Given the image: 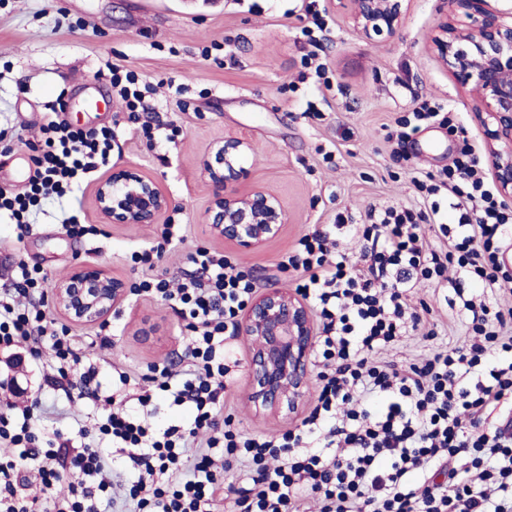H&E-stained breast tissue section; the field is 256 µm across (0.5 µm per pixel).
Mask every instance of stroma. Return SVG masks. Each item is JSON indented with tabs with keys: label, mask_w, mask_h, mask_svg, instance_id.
Listing matches in <instances>:
<instances>
[{
	"label": "stroma",
	"mask_w": 512,
	"mask_h": 512,
	"mask_svg": "<svg viewBox=\"0 0 512 512\" xmlns=\"http://www.w3.org/2000/svg\"><path fill=\"white\" fill-rule=\"evenodd\" d=\"M308 0H0V129L27 126L35 139L43 105L60 91L76 95L79 85L98 82L100 71L116 64L135 71L145 87L153 118L174 123L183 133L176 142L155 146L137 140L117 93L95 105L71 104L65 119L75 127L109 126L117 133L112 151L116 166L134 165L154 178L171 200L170 217L185 225L186 241L166 253L156 274L180 279L185 255L211 245L205 211L213 188L200 173L210 144L234 134L251 149L242 159L245 188L277 194L288 211L280 235L261 249L223 251L252 271L260 288L294 290L296 275L276 268L279 256L301 235L331 223L336 213L361 223L371 206H416L414 178L447 166L462 150L483 151L475 116L477 94L460 86L430 52L435 29L444 18L446 0H410L396 31L383 39L357 35L350 22V0H320L328 30L317 45L302 34ZM317 53L329 66L332 86L302 79L301 60ZM434 99L458 116L455 130L433 124L414 134L406 159L392 153L386 134L416 100ZM316 104L319 112L307 111ZM351 129L353 139L341 137ZM332 162H325V152ZM33 172L26 143L12 142L0 153V187L23 188ZM95 182H88L62 202L46 205L28 234L17 237L0 222V251L38 265L50 279L66 275L77 263L106 265L115 274L138 280L142 272L130 261L137 247L153 239L159 226L107 225V237L73 238L59 231L64 213L82 210L88 223H99L94 207ZM155 324L161 346L132 337L140 321ZM437 343L464 339L459 317L437 318ZM432 342V343H435ZM432 343L409 339L387 351L397 361L428 353ZM105 363L99 375L103 391L112 388L111 362L137 375L149 365L186 363L178 318L163 301L128 299L112 333V346L98 352ZM249 344L229 340L224 362L229 368L224 411L250 433L272 435L299 427L301 418H260L245 398ZM50 371L32 357L14 367L13 356L0 352V401L28 404L41 400L43 427L64 430L96 418L86 399L66 400L49 387Z\"/></svg>",
	"instance_id": "35a3bbf8"
}]
</instances>
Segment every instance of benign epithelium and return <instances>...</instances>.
<instances>
[{"instance_id": "obj_1", "label": "benign epithelium", "mask_w": 512, "mask_h": 512, "mask_svg": "<svg viewBox=\"0 0 512 512\" xmlns=\"http://www.w3.org/2000/svg\"><path fill=\"white\" fill-rule=\"evenodd\" d=\"M351 20L365 38L390 34L405 0H352ZM472 25L443 20L431 50L462 86L479 92L477 117L483 128L489 175L500 196L512 202V14L492 12L486 0H448ZM250 145L228 134L205 155L202 175L213 186L206 210L211 239L250 252L278 237L288 215L280 198L263 188H237L246 176L241 165ZM94 205L105 224H162L171 200L139 168L117 167L101 179ZM131 293L128 278L93 263L76 265L51 287L50 300L62 318L77 325L102 323L123 311ZM250 345L247 401L260 416L294 417L309 391L316 332L311 307L300 295L269 288L255 297L238 322ZM133 336L145 345L160 341L143 320Z\"/></svg>"}]
</instances>
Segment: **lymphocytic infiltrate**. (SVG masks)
Masks as SVG:
<instances>
[{
    "label": "lymphocytic infiltrate",
    "mask_w": 512,
    "mask_h": 512,
    "mask_svg": "<svg viewBox=\"0 0 512 512\" xmlns=\"http://www.w3.org/2000/svg\"><path fill=\"white\" fill-rule=\"evenodd\" d=\"M107 79L125 103L128 120L146 141L155 138L138 75L110 68ZM65 95L45 105L41 137L30 143L34 174L25 189H0V219L25 234L44 204L112 165V128L83 129L62 119ZM452 125L439 103L421 101L389 132L400 144L431 123ZM424 210L404 205L368 210L354 225L337 213L332 223L301 236L278 267L299 277L298 293L322 326L316 399L300 428L252 435L224 413V343L255 291L254 278L223 253L195 247L181 283L156 274L162 256L184 243L186 227L163 225L160 237L132 261L143 276L132 292L165 301L186 341L181 370L150 366L149 405L162 394L189 406L188 425L154 433L147 416L129 413L102 396L99 368L69 327L47 320L48 274L9 260L11 281L0 290V349L27 346L34 358L50 354L58 379L79 397L106 399L111 410L81 437L112 444L125 454L131 512H214L224 497V473H249L236 488L234 512H306L307 496L320 512H512V434L485 425L487 408L512 402V307L496 296L512 287L501 261L512 243V207L489 184L480 157L463 151L418 182ZM452 222H444L445 212ZM357 240L350 255L340 237ZM480 285L466 292L465 281ZM448 283L444 302L462 311V343L434 349L424 362L385 359L410 332L435 336L430 304L412 307L410 288ZM41 497L28 499L27 472ZM111 467L100 448L62 456L34 423V409H0V512H112Z\"/></svg>",
    "instance_id": "1"
}]
</instances>
